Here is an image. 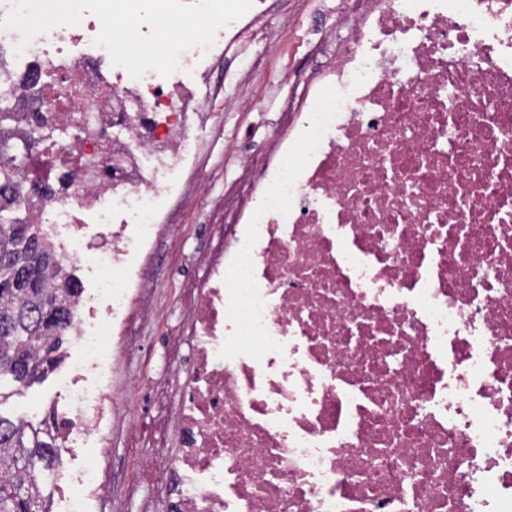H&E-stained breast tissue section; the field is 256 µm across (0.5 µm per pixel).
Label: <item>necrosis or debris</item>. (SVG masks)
Segmentation results:
<instances>
[{"label":"necrosis or debris","mask_w":512,"mask_h":512,"mask_svg":"<svg viewBox=\"0 0 512 512\" xmlns=\"http://www.w3.org/2000/svg\"><path fill=\"white\" fill-rule=\"evenodd\" d=\"M329 62L287 100L230 230L200 253L179 443L146 459L165 512H512V0H343ZM291 0H253L210 49L132 78L101 22L0 30L13 217L80 271L60 451L107 447L111 371L154 283L144 255L198 178L215 60L278 44ZM63 512L108 493L73 466Z\"/></svg>","instance_id":"obj_1"}]
</instances>
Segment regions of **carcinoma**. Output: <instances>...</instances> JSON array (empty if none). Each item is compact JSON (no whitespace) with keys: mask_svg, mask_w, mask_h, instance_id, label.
Wrapping results in <instances>:
<instances>
[{"mask_svg":"<svg viewBox=\"0 0 512 512\" xmlns=\"http://www.w3.org/2000/svg\"><path fill=\"white\" fill-rule=\"evenodd\" d=\"M14 193L12 167L0 164V200ZM78 292L42 225L0 221V398L61 363L62 330ZM58 462L50 429L0 417V512H50L54 490L40 473Z\"/></svg>","mask_w":512,"mask_h":512,"instance_id":"carcinoma-1","label":"carcinoma"}]
</instances>
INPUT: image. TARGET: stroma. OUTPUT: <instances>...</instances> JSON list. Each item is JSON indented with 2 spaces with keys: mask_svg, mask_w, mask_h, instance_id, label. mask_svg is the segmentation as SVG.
I'll return each mask as SVG.
<instances>
[{
  "mask_svg": "<svg viewBox=\"0 0 512 512\" xmlns=\"http://www.w3.org/2000/svg\"><path fill=\"white\" fill-rule=\"evenodd\" d=\"M304 2L303 11L289 24L280 49L270 56L274 68L286 70L285 81L271 88L262 77L252 74L256 55L266 51L261 42L252 50L234 55L216 73L221 96L213 102L211 124L201 133L198 160L206 196L196 199L195 188L189 185L183 196L174 200L170 222L175 233L159 236L153 250L160 282L152 298L155 314L150 321L135 324L131 353L114 367L116 383H124L130 377L140 378L137 397L142 408L137 414L123 415L113 423L109 447L85 451L110 485L112 512H157L159 507L152 487L140 482L139 469L142 459L155 445L162 443L175 448V403L171 394L157 388L155 382L177 372L191 357L184 339V310L193 298L194 281L203 274L196 257L212 242L239 189L240 170L234 154L225 151V141H237L255 158L265 156L268 146L258 131L260 123L301 87L309 70L318 66L321 57L313 47L324 30L336 24L337 0ZM243 93L257 100V110L225 111V99ZM70 386L67 365H59L21 392L0 400V416L41 426L48 405L66 408L71 400Z\"/></svg>",
  "mask_w": 512,
  "mask_h": 512,
  "instance_id": "obj_1",
  "label": "stroma"
}]
</instances>
